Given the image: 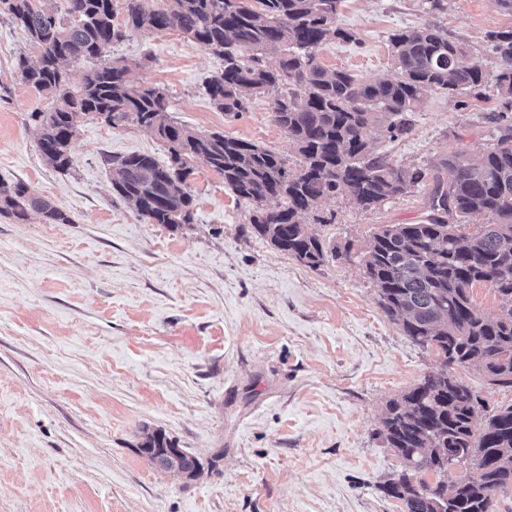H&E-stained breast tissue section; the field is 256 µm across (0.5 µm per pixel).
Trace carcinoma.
<instances>
[{
  "mask_svg": "<svg viewBox=\"0 0 512 512\" xmlns=\"http://www.w3.org/2000/svg\"><path fill=\"white\" fill-rule=\"evenodd\" d=\"M0 0L39 51L18 58L21 79L47 106L31 112L38 147L54 169L72 165L70 145L82 123L100 119L136 126L163 142L170 163L146 154L108 161L112 190L148 224L181 232L194 224L189 176L201 159L224 177L237 199L255 205L248 233L311 267L336 256V246L312 232L320 203L340 194L374 208L433 183L426 219L374 231L361 254L384 312L403 335L442 358L439 370L388 402L378 436L401 461L380 486L403 512H493V493L512 489V404L485 402L448 363L477 366L487 385L512 388V30L488 34L498 67L492 74L433 23L395 31L390 38L397 76L363 83L329 71L317 59L332 39L356 40L336 25L343 0ZM178 30L223 57L224 70L205 83L211 103L237 117L248 96L281 86L274 122L296 150L298 165L274 151L221 133H202L175 121L164 89L129 80L130 66L108 57L128 33ZM278 64H269V57ZM85 64L73 84L68 68ZM496 89L500 110L487 115L494 143L483 155L448 152L430 169L394 164L373 152L374 134L391 139L413 130V113L429 92L482 94ZM276 202L269 210L267 201ZM0 215L23 224H71L51 199L20 181L0 179ZM474 217L482 230L466 231ZM488 285L509 310L489 317L475 310L471 291ZM138 450L163 472L177 464L200 473L203 464L161 429L142 431ZM473 464L476 479L448 480L451 468Z\"/></svg>",
  "mask_w": 512,
  "mask_h": 512,
  "instance_id": "obj_1",
  "label": "carcinoma"
}]
</instances>
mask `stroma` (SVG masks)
Masks as SVG:
<instances>
[{
    "mask_svg": "<svg viewBox=\"0 0 512 512\" xmlns=\"http://www.w3.org/2000/svg\"><path fill=\"white\" fill-rule=\"evenodd\" d=\"M344 0L337 24L356 39L321 46L330 70L372 82L395 74L389 37L430 21L483 71L487 35L512 28L497 0ZM26 34L0 16V178L20 180L72 218L23 224L0 216V512H401L379 487L400 461L376 436L387 402L441 364L382 311L357 254L377 228L414 224L427 191L364 209L324 201L315 231L338 254L306 266L248 233L251 204L196 161L195 223L148 224L115 198L108 157L163 143L133 127L84 122L72 168L48 166L30 118L45 101L22 81ZM133 82L163 88L169 113L201 132L250 141L296 164L272 118L280 91L250 96L232 118L203 88L222 59L173 30L113 44ZM466 108L428 93L412 132L377 140L405 166H432L455 148L486 152L493 88ZM160 429L214 470L184 480L138 450Z\"/></svg>",
    "mask_w": 512,
    "mask_h": 512,
    "instance_id": "obj_1",
    "label": "stroma"
}]
</instances>
